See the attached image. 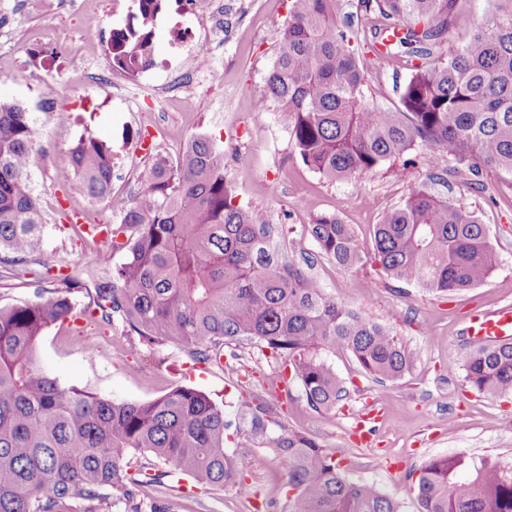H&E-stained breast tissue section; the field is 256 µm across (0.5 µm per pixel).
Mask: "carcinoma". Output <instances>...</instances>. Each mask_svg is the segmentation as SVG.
Wrapping results in <instances>:
<instances>
[{
	"instance_id": "carcinoma-1",
	"label": "carcinoma",
	"mask_w": 512,
	"mask_h": 512,
	"mask_svg": "<svg viewBox=\"0 0 512 512\" xmlns=\"http://www.w3.org/2000/svg\"><path fill=\"white\" fill-rule=\"evenodd\" d=\"M166 0H132L137 24L114 33L113 65L135 76L155 64L152 25ZM459 0H291L275 36L264 92L288 113L289 140L301 162L331 182L402 163L473 184L483 171L512 185V0L494 10L460 46L445 52ZM403 33L387 60L414 66L402 109L368 95L361 41L349 9ZM34 122L0 101V287L37 285L36 301L0 304V512H143V488L162 464L200 489L240 488L238 458L227 451L224 408L207 394L177 386L159 398L118 403L61 384L34 360L48 331L78 317L119 325L146 346L172 344L195 362L223 346L254 342L291 369L310 408H336L345 392L327 353L352 356L379 381L400 379L412 352L390 327L327 296L284 249L283 226L235 202L224 153L205 136L190 140L175 164L157 158L122 224L110 228L125 261L112 277L88 282L79 271L54 274L34 259L45 231L29 183ZM78 178L96 201L112 193V152L82 137L60 186ZM125 241L119 242V235ZM319 249L336 266L361 261L351 225L336 215L311 224ZM374 260L391 281L431 293L483 284L499 253L473 213L421 184L374 225ZM464 381L488 397L512 393V342L473 350ZM264 403L246 402L256 436L275 420ZM295 491L289 512H403L392 495L349 480L334 453L304 432L268 437ZM142 457L138 477L132 459ZM418 512H512V465L462 454L420 469Z\"/></svg>"
}]
</instances>
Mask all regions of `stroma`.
<instances>
[{
	"mask_svg": "<svg viewBox=\"0 0 512 512\" xmlns=\"http://www.w3.org/2000/svg\"><path fill=\"white\" fill-rule=\"evenodd\" d=\"M130 0H0V70L12 81L0 85V99L22 105L37 127L30 186L42 207L46 228L38 260L70 271L82 268L108 278L124 252L89 248L65 217L66 208L83 211L98 224L112 223V202L130 206L156 157L171 158L172 142L209 137L224 153V175L237 201L285 229L284 248L309 265L326 293L363 317L386 324L413 353V365L400 380L380 383L366 376L346 354L330 355L346 394L336 408L313 411L288 367L250 345L235 347V361L195 363L173 345L147 347L120 329L101 325L92 334L96 355L66 328L50 330L40 341L36 361L61 383L119 402H146L172 388L188 386L224 405L229 423L226 448L242 461L253 488L245 496L227 486L186 492L187 483L170 473L147 487L148 497L169 512H288L284 466L267 441L251 434L239 400L250 396L273 406L282 430L316 438L334 453L346 476L373 484L394 496L404 512H417L419 470L430 458L465 453L512 463V396L490 398L470 390L462 372L469 353L460 330L471 311L512 305V185L483 173L479 186L448 177L433 181L426 165L408 167L403 176L384 168L348 182H330L307 169L289 141L288 115L265 98L264 77L275 58L272 36L288 18L290 0H236L234 29L225 34L201 84L171 93L139 89L107 91L89 73H113L108 45L112 30L130 21ZM97 11L98 30L84 26L86 10ZM213 17L183 13L168 0L156 19L153 41L156 70L168 77L181 65L173 32L204 34ZM77 53H58V39ZM369 91L381 108L400 107V92L411 75L404 62L383 68L365 64ZM52 112H45V99ZM94 136L112 151V197L90 200L80 184L59 188L55 168L68 166L80 138ZM429 191L476 213L489 230L500 265L480 286L440 296L386 280L373 262V226L399 205L410 186ZM321 214L351 224L362 257L351 269L338 268L320 253L310 224ZM382 412L374 445H357L348 430L355 414L368 407ZM391 458L382 468L378 459Z\"/></svg>",
	"mask_w": 512,
	"mask_h": 512,
	"instance_id": "stroma-1",
	"label": "stroma"
}]
</instances>
